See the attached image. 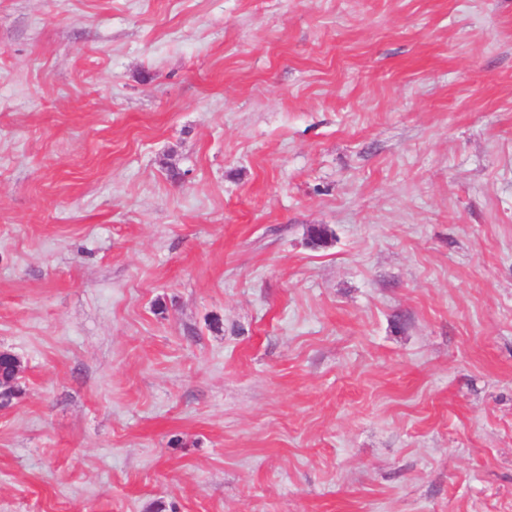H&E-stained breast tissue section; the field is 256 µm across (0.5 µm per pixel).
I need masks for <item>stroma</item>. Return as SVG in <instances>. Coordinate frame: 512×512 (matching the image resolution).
<instances>
[{"label": "stroma", "mask_w": 512, "mask_h": 512, "mask_svg": "<svg viewBox=\"0 0 512 512\" xmlns=\"http://www.w3.org/2000/svg\"><path fill=\"white\" fill-rule=\"evenodd\" d=\"M0 349V512H512V0H0ZM3 356L1 355L0 360V387L8 388V394L6 398L15 395L19 391L18 384H10L13 379V375L16 371V366H22L19 358L12 352L4 350ZM3 379V380H2Z\"/></svg>", "instance_id": "obj_1"}]
</instances>
